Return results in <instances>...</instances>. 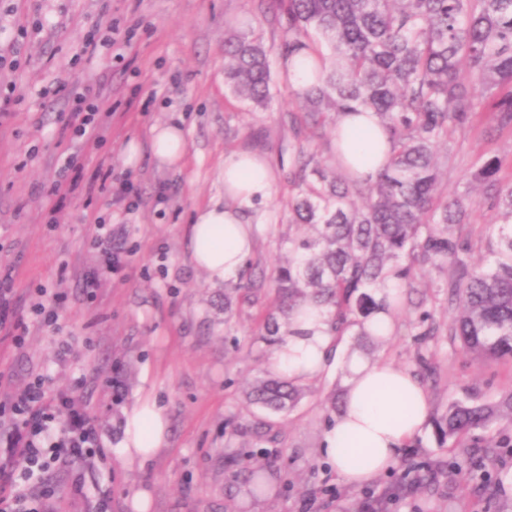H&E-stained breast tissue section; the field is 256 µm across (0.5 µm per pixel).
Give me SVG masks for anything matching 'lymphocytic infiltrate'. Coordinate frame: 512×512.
<instances>
[{"label":"lymphocytic infiltrate","instance_id":"f902f5d3","mask_svg":"<svg viewBox=\"0 0 512 512\" xmlns=\"http://www.w3.org/2000/svg\"><path fill=\"white\" fill-rule=\"evenodd\" d=\"M75 102L74 138L95 147L103 139V119L112 108L91 87L69 92ZM94 244L102 262L84 281L95 293L102 279L124 272L125 249L113 234L97 235ZM13 426V439L0 448V512H51L55 491L50 473L61 459L82 460L98 455L102 444L97 426L74 407L65 392L49 397L47 380L36 376L25 387L0 400V418Z\"/></svg>","mask_w":512,"mask_h":512}]
</instances>
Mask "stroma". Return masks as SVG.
I'll return each mask as SVG.
<instances>
[{"label": "stroma", "instance_id": "stroma-1", "mask_svg": "<svg viewBox=\"0 0 512 512\" xmlns=\"http://www.w3.org/2000/svg\"><path fill=\"white\" fill-rule=\"evenodd\" d=\"M231 27L259 32L270 51L268 109H250L224 84ZM91 31L123 41L121 56L81 54ZM282 41L263 0H0V54L17 61L0 69V94L14 99L0 120V268L12 271L14 307L27 327L22 347L0 341V389L49 375L53 386L74 389L103 446L100 455L56 468V508L95 512L105 496L111 512H136L143 490L148 512H366L379 499L384 512H512V453L500 448L473 468L451 467L472 449L439 447L428 424L370 481L353 484L337 473L321 448L325 400L343 387L341 367L307 381V396L288 413L267 414L244 398L270 374L271 347L253 313L225 318L224 288L193 266L187 227L197 209L223 201L225 156L254 154L271 167L273 186L247 213L258 226L251 260L269 276L283 261L298 136ZM74 84L93 86L112 106L92 149L63 133ZM168 123L185 131L177 167L159 164L149 147L152 127ZM492 125L483 116L466 136L445 182H467L489 150L505 156L512 180V133L491 134ZM133 143L139 154L131 163ZM67 155L77 165L64 173ZM61 175L69 191L60 198L50 190ZM102 224L123 240L127 266L90 297L83 283L98 264L93 240ZM39 287L65 297L54 325L30 310ZM411 318L399 312L391 336L366 359L413 368ZM425 349L441 367L426 388L430 415L445 411L449 394L475 388L493 396L512 386L511 373L479 365L447 337ZM146 399L162 407L168 430L151 461L132 463L121 450L126 419ZM256 421L271 424L278 443L257 442ZM422 465L431 468L424 485L397 493Z\"/></svg>", "mask_w": 512, "mask_h": 512}]
</instances>
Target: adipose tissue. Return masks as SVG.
I'll list each match as a JSON object with an SVG mask.
<instances>
[{"label":"adipose tissue","instance_id":"adipose-tissue-1","mask_svg":"<svg viewBox=\"0 0 512 512\" xmlns=\"http://www.w3.org/2000/svg\"><path fill=\"white\" fill-rule=\"evenodd\" d=\"M337 132L343 138L346 159L362 178H373L385 161L374 146L375 139L384 136L378 117L371 112L342 117ZM271 190L272 175L265 161L245 152L225 157L228 202L197 209L189 229L191 260L197 269L215 281L240 271L254 249L253 227L244 210L268 198ZM335 364L336 338L321 309L294 315L288 335L274 348L270 360L272 371L300 380L316 378ZM344 401V409L327 425L322 451L339 474L356 484L389 470L427 420L425 389L408 369L385 360L371 362L351 356L346 363ZM166 431L163 409L150 400L139 403L127 417L122 445L125 455L133 461L151 459L161 448ZM349 439L366 450L363 463H354L352 456L343 452Z\"/></svg>","mask_w":512,"mask_h":512}]
</instances>
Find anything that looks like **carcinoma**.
Instances as JSON below:
<instances>
[{"instance_id":"1","label":"carcinoma","mask_w":512,"mask_h":512,"mask_svg":"<svg viewBox=\"0 0 512 512\" xmlns=\"http://www.w3.org/2000/svg\"><path fill=\"white\" fill-rule=\"evenodd\" d=\"M285 23L282 59L313 52L330 57L316 84L296 90V121L320 137L345 114L378 115L390 160L372 180L327 168L298 150L288 173V236L277 267L276 304L260 313L262 339L281 341L289 320L310 307L328 313L330 332L355 336L361 348L384 338L377 315L415 308L412 335H440L419 270L448 267V336L453 346L495 367L512 369V182L503 160L480 158L471 180L440 188L439 146L450 161L459 137L493 114L494 130L512 132V0H269ZM224 81L241 102L265 108L272 82L268 50L254 31L224 41ZM489 213L487 257L473 261L475 243L463 235L472 187ZM244 286L224 289V313L252 308L263 274L248 269ZM392 282L393 295L377 289ZM421 379L438 377L423 352ZM302 384L266 376L248 402L271 413L303 399ZM512 418V388L497 398L448 394L432 419L439 447L484 448L482 432Z\"/></svg>"}]
</instances>
